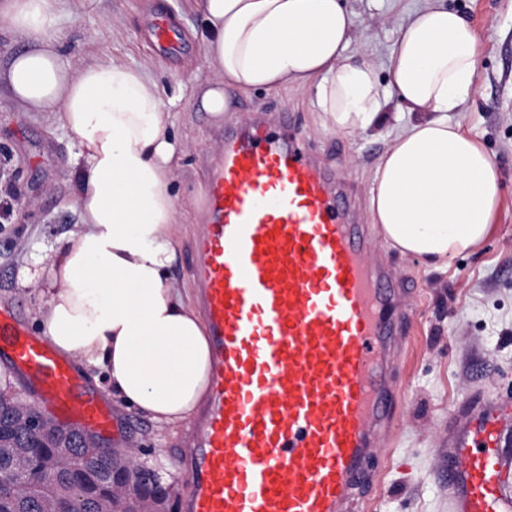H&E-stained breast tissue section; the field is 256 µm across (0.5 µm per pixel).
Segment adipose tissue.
<instances>
[{
    "mask_svg": "<svg viewBox=\"0 0 512 512\" xmlns=\"http://www.w3.org/2000/svg\"><path fill=\"white\" fill-rule=\"evenodd\" d=\"M67 0H0V27L25 47L0 66V97L65 130L79 221L59 248L31 254L28 278L47 296L38 335L101 371L126 410L161 427L192 420L210 388L206 325L187 290L171 287L182 216L170 108L145 68L116 57L77 60L55 22ZM199 14L211 121L228 91L308 93L330 128L364 132L390 100L413 114L379 157L369 212L383 239L444 270L481 246L500 202L495 164L450 112L477 69L476 35L445 0H418L384 64L357 49L365 23L344 0H186Z\"/></svg>",
    "mask_w": 512,
    "mask_h": 512,
    "instance_id": "obj_1",
    "label": "adipose tissue"
}]
</instances>
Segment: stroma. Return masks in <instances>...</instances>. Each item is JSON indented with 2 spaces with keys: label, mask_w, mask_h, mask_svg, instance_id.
I'll list each match as a JSON object with an SVG mask.
<instances>
[{
  "label": "stroma",
  "mask_w": 512,
  "mask_h": 512,
  "mask_svg": "<svg viewBox=\"0 0 512 512\" xmlns=\"http://www.w3.org/2000/svg\"><path fill=\"white\" fill-rule=\"evenodd\" d=\"M472 25L478 67L468 100L453 121L474 136L495 162L501 177L500 207L487 239L462 253L447 271L427 270L416 257L371 243L372 257L386 263L409 288L407 327L411 344L392 373L406 390L397 406L399 427L377 448L372 466L379 481H366L370 506L356 512H448V411L492 391L512 405V0H446ZM357 19L367 21V37L377 61H384L414 0H345ZM170 9L187 34L174 55L159 52L145 35L158 8ZM200 18L184 0H73L57 19V32L70 55L89 60L115 56L129 64L149 63L166 96H181L172 117L182 145L175 186L181 206L199 213L209 159L224 133L212 125L191 88L206 78L204 51L192 38ZM291 113L311 156L338 169L348 195L367 200L376 163L390 141L386 123L353 135L324 128L310 97L291 90L232 99L225 124L262 116L277 125ZM69 135L40 115L13 111L0 101V303L19 304L32 324L45 297L21 287L19 274L35 244L52 246L78 221ZM20 190L24 205L7 202L6 188ZM113 447L143 449L153 456L163 446L168 465L186 426L159 427L113 408Z\"/></svg>",
  "instance_id": "obj_1"
}]
</instances>
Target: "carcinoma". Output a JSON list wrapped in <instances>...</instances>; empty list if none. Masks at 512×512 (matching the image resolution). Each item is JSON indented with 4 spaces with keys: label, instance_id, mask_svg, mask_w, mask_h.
<instances>
[{
    "label": "carcinoma",
    "instance_id": "carcinoma-1",
    "mask_svg": "<svg viewBox=\"0 0 512 512\" xmlns=\"http://www.w3.org/2000/svg\"><path fill=\"white\" fill-rule=\"evenodd\" d=\"M160 490L136 478L120 451L0 395V512H157Z\"/></svg>",
    "mask_w": 512,
    "mask_h": 512
}]
</instances>
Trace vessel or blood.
<instances>
[{
	"label": "vessel or blood",
	"mask_w": 512,
	"mask_h": 512,
	"mask_svg": "<svg viewBox=\"0 0 512 512\" xmlns=\"http://www.w3.org/2000/svg\"><path fill=\"white\" fill-rule=\"evenodd\" d=\"M160 50L179 37L151 24ZM192 273L211 342L206 405L181 463L179 512H351L382 439L398 427L407 289L368 252L374 226L306 151L265 122L226 127L203 190ZM0 357L62 427L112 436L111 404L72 357L0 306ZM448 421L449 512H512L502 493L503 420L486 392Z\"/></svg>",
	"instance_id": "b4317fda"
}]
</instances>
